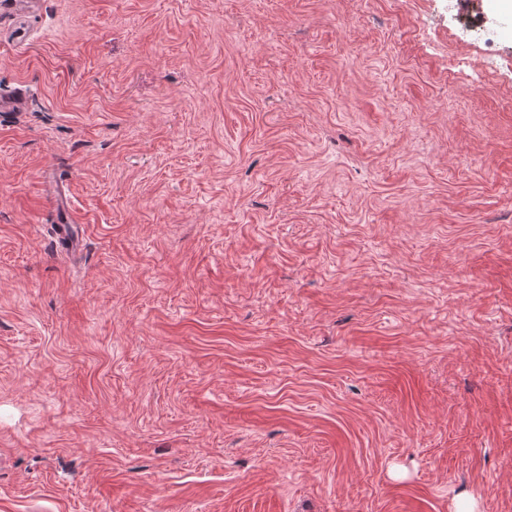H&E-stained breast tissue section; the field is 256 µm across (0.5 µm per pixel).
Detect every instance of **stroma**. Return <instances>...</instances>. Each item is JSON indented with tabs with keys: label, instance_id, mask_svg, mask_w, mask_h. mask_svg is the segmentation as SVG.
I'll return each instance as SVG.
<instances>
[{
	"label": "stroma",
	"instance_id": "1",
	"mask_svg": "<svg viewBox=\"0 0 512 512\" xmlns=\"http://www.w3.org/2000/svg\"><path fill=\"white\" fill-rule=\"evenodd\" d=\"M479 53L448 0H0V512H512ZM57 212V226L56 233L60 240H68L69 247H74L76 244L73 235L70 231V224L75 223V215L72 209L67 205L66 201L62 198L56 201Z\"/></svg>",
	"mask_w": 512,
	"mask_h": 512
}]
</instances>
